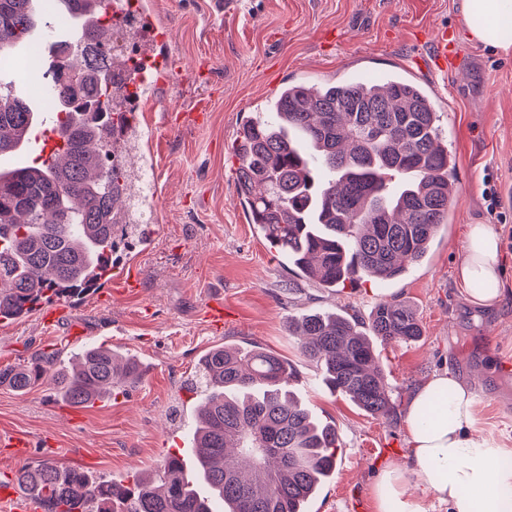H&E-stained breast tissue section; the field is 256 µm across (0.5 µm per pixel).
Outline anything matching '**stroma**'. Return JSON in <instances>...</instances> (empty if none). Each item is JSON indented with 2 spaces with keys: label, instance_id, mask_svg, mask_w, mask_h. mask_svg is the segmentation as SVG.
<instances>
[{
  "label": "stroma",
  "instance_id": "obj_1",
  "mask_svg": "<svg viewBox=\"0 0 512 512\" xmlns=\"http://www.w3.org/2000/svg\"><path fill=\"white\" fill-rule=\"evenodd\" d=\"M151 2L189 93L156 95L153 111L136 115L139 129L153 134L131 148L153 174L154 238L143 245L138 229L127 228L112 256V277L135 273L140 291L108 303L87 294L70 302L50 331L36 311L0 321V368L41 351L70 355L95 343L137 355L145 373L135 386L89 406L71 405L41 386L24 394L0 386V434L32 444L23 457L0 447V475L50 455L97 474L130 479L149 472L186 446L197 396L185 384L201 354L253 343L295 367V390L341 439L336 468L306 512H348L346 501L359 492L366 512H376L382 470L408 452L406 399L443 370L475 389V435L512 449V372L501 369L502 360L512 361V294L491 308L472 306L455 279L467 225L489 224L502 240L504 279L512 287V51L470 41L460 0H235L231 20L221 18L218 0ZM442 27L459 48L460 63L445 75L420 71L426 41ZM396 73L441 92L440 125L458 186L449 222L403 278L320 287L250 223L237 197L232 145L246 118L287 82L381 81ZM198 97L209 104L206 124L178 122L177 109L191 108ZM488 175L506 199L498 216L482 197ZM393 296L415 310L423 335L380 347L392 409L375 418L328 391L290 336L288 318L335 310L365 319ZM214 300L228 312L219 329L207 317Z\"/></svg>",
  "mask_w": 512,
  "mask_h": 512
}]
</instances>
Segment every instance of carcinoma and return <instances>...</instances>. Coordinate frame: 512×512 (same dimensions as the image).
I'll return each mask as SVG.
<instances>
[{
  "instance_id": "carcinoma-1",
  "label": "carcinoma",
  "mask_w": 512,
  "mask_h": 512,
  "mask_svg": "<svg viewBox=\"0 0 512 512\" xmlns=\"http://www.w3.org/2000/svg\"><path fill=\"white\" fill-rule=\"evenodd\" d=\"M77 13L76 53L56 57L52 73L61 132L79 142L59 165L36 161L0 171V320L42 303L71 300L111 267L121 196L131 190L112 145V113L93 107L112 97V29ZM35 0H0V64L38 28ZM427 89L395 75L375 84L347 79L290 82L247 120L233 153L238 196L250 223L277 253L324 288L404 276L422 261L455 196V160ZM38 113L10 102L0 85V150L19 152ZM301 353L322 371L327 389L373 417L391 411L375 343L414 342L422 326L391 298L368 323L338 312L288 319ZM64 363L41 352L0 368V386L19 393L42 385L70 404L102 401L137 383L133 355L87 345ZM200 401L190 423L192 460L168 455L128 483L95 477L52 459L18 470L21 490L39 495L44 512H304L336 468V427L321 423L291 390L295 370L259 347L217 345L198 361Z\"/></svg>"
}]
</instances>
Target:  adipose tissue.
Segmentation results:
<instances>
[{"label": "adipose tissue", "mask_w": 512, "mask_h": 512, "mask_svg": "<svg viewBox=\"0 0 512 512\" xmlns=\"http://www.w3.org/2000/svg\"><path fill=\"white\" fill-rule=\"evenodd\" d=\"M469 39L494 50H512V0H461ZM456 278L470 303L489 306L505 298L499 234L488 224L468 225ZM474 393L448 372L434 374L408 399L404 423L409 453L378 481L376 512H428L430 500L448 512H478L473 492L491 495L479 512H512V465L496 440L473 436ZM419 492H408L409 483Z\"/></svg>", "instance_id": "adipose-tissue-1"}]
</instances>
